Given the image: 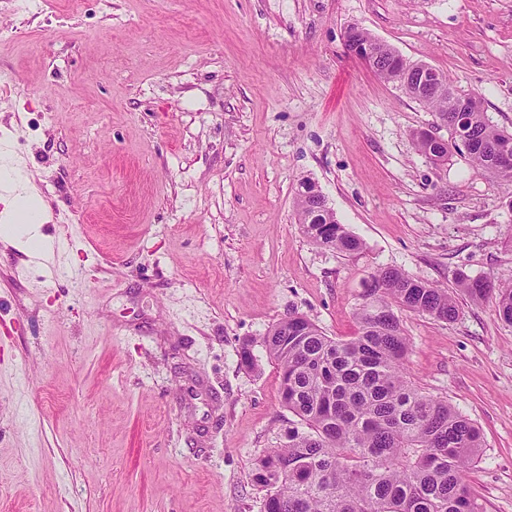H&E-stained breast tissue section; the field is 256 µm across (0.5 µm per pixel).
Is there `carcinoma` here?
<instances>
[{"instance_id": "obj_1", "label": "carcinoma", "mask_w": 512, "mask_h": 512, "mask_svg": "<svg viewBox=\"0 0 512 512\" xmlns=\"http://www.w3.org/2000/svg\"><path fill=\"white\" fill-rule=\"evenodd\" d=\"M350 39L369 49L363 60L379 78L401 82L407 62L395 49L362 29ZM404 91L448 127V148L464 149L473 164L512 181V169H497L512 133L487 119L480 95ZM307 183L296 194L303 234L321 248L360 252L363 242ZM458 287L475 300L494 299L499 317L512 324V285L463 277ZM363 299L358 332L348 339L325 335L299 313L273 325L264 339L280 368L282 401L299 418L287 442L255 464L254 480L267 491L264 512H483L465 481L482 448L479 428L404 372L409 344L397 311L451 322L459 316L455 296L384 268Z\"/></svg>"}]
</instances>
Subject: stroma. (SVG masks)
<instances>
[{
	"instance_id": "1",
	"label": "stroma",
	"mask_w": 512,
	"mask_h": 512,
	"mask_svg": "<svg viewBox=\"0 0 512 512\" xmlns=\"http://www.w3.org/2000/svg\"><path fill=\"white\" fill-rule=\"evenodd\" d=\"M353 26L512 131V0H0V151L55 240L0 248V512H263L254 463L297 422L273 324L353 335L385 267L512 283V182L421 154L447 128ZM304 179L363 251L308 241ZM458 304L400 312L406 376L480 428L467 482L512 512V324Z\"/></svg>"
}]
</instances>
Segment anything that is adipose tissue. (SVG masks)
<instances>
[{"mask_svg":"<svg viewBox=\"0 0 512 512\" xmlns=\"http://www.w3.org/2000/svg\"><path fill=\"white\" fill-rule=\"evenodd\" d=\"M24 178L9 160L0 161V241L29 256L42 258L54 241L42 231L46 209L22 188Z\"/></svg>","mask_w":512,"mask_h":512,"instance_id":"ef3b65f1","label":"adipose tissue"}]
</instances>
